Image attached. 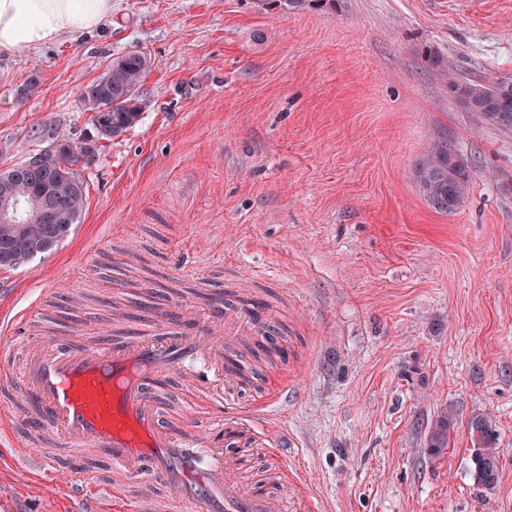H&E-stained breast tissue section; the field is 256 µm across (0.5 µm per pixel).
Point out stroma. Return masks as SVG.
Returning a JSON list of instances; mask_svg holds the SVG:
<instances>
[{
    "label": "stroma",
    "mask_w": 512,
    "mask_h": 512,
    "mask_svg": "<svg viewBox=\"0 0 512 512\" xmlns=\"http://www.w3.org/2000/svg\"><path fill=\"white\" fill-rule=\"evenodd\" d=\"M512 78V0H335L284 16L256 0H113L112 19L0 54V169L80 141L84 88L150 54L132 128L79 167L87 206L51 254L0 268V313L43 340L67 308L95 343L109 300L143 283L204 298L248 285L287 324L285 356L237 401L281 411L288 512H512V134L449 98L423 59ZM40 83L25 86L31 74ZM467 165L453 212L415 169L434 144ZM451 417L442 456L425 426ZM492 422L494 489L469 472L471 415ZM63 489L0 469V512H64Z\"/></svg>",
    "instance_id": "1"
}]
</instances>
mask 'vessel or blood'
Segmentation results:
<instances>
[{"instance_id": "obj_1", "label": "vessel or blood", "mask_w": 512, "mask_h": 512, "mask_svg": "<svg viewBox=\"0 0 512 512\" xmlns=\"http://www.w3.org/2000/svg\"><path fill=\"white\" fill-rule=\"evenodd\" d=\"M267 320L236 300L202 314L190 303L158 311L136 336L88 346L52 341L28 353L15 371L14 350L0 351V388L21 386L33 412L0 411V439L29 462L32 478L64 485L74 512H280L286 485L256 471L251 454L234 451L253 414L239 410L224 340L268 335ZM207 394V418L186 411L171 426L162 400L172 383ZM54 430L58 456L32 452L20 429ZM93 449L101 464L77 462Z\"/></svg>"}]
</instances>
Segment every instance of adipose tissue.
Returning <instances> with one entry per match:
<instances>
[{"mask_svg": "<svg viewBox=\"0 0 512 512\" xmlns=\"http://www.w3.org/2000/svg\"><path fill=\"white\" fill-rule=\"evenodd\" d=\"M112 17V0H0V53L23 56Z\"/></svg>", "mask_w": 512, "mask_h": 512, "instance_id": "adipose-tissue-1", "label": "adipose tissue"}]
</instances>
